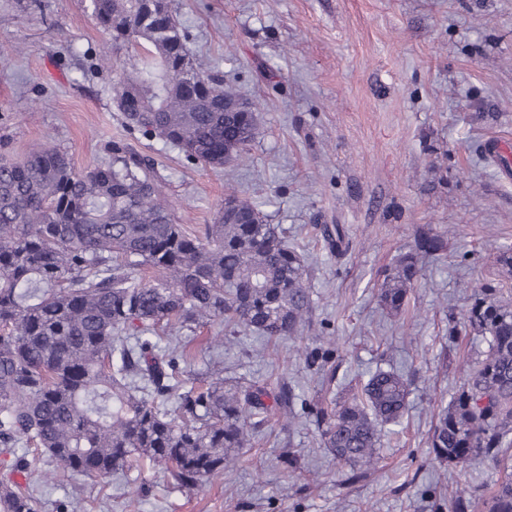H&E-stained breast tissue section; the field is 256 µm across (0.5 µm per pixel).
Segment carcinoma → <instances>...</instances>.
I'll return each mask as SVG.
<instances>
[{"instance_id": "obj_1", "label": "carcinoma", "mask_w": 512, "mask_h": 512, "mask_svg": "<svg viewBox=\"0 0 512 512\" xmlns=\"http://www.w3.org/2000/svg\"><path fill=\"white\" fill-rule=\"evenodd\" d=\"M115 44L140 40L113 87L124 124L212 168L235 162L260 134L257 104L196 62L169 0H91ZM213 223L189 232L177 222L154 158L129 143L79 170L43 143L20 161L0 159V454L11 470L59 476L112 475L149 467L193 491L235 465L272 418L311 423L324 448L364 476L387 427L409 409L411 382L379 368L344 399L320 398L298 412L285 382L224 380L214 351L246 331L270 343L311 333L305 367L330 387L331 342L312 322L307 258L287 232L236 190ZM339 247L340 224L315 225ZM441 235L385 269L381 306L404 311L420 270L417 253L441 250ZM206 376L186 366L194 339ZM463 328L485 350L440 405L429 437L448 466L491 464L503 474L485 512H512V296L477 286ZM478 487L455 491L451 512H472ZM0 512H39V499L0 482Z\"/></svg>"}]
</instances>
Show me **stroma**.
Segmentation results:
<instances>
[{
	"label": "stroma",
	"mask_w": 512,
	"mask_h": 512,
	"mask_svg": "<svg viewBox=\"0 0 512 512\" xmlns=\"http://www.w3.org/2000/svg\"><path fill=\"white\" fill-rule=\"evenodd\" d=\"M188 47L260 103L261 133L237 162L205 168L157 138L128 130L114 100L110 57L126 64L90 0H0V156L51 142L77 168L109 157L114 140L158 162L163 190L187 225L209 224L227 187L256 202L307 255L314 323L335 340V393L377 366L409 375L407 414L391 426L366 477L320 444L312 425L271 422L235 468L197 492L149 468L98 479L14 474L38 486L40 512H448L475 472L433 460L428 436L482 346L455 332L489 261L512 247V0H170ZM339 224L335 256L315 225ZM424 233L445 247L419 262L400 314L382 309L384 270ZM243 333L224 345L229 380L281 379L314 400L320 377L297 351ZM296 451L308 488L279 457Z\"/></svg>",
	"instance_id": "1"
}]
</instances>
